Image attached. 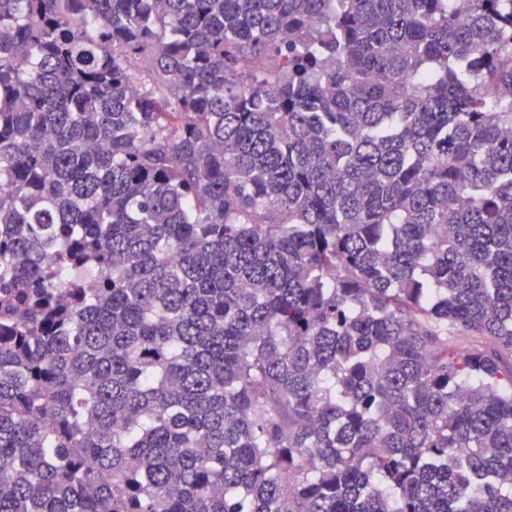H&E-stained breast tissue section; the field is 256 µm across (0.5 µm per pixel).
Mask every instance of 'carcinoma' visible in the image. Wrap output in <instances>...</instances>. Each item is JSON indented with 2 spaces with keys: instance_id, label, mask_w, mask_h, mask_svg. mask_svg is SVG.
I'll return each mask as SVG.
<instances>
[{
  "instance_id": "1",
  "label": "carcinoma",
  "mask_w": 512,
  "mask_h": 512,
  "mask_svg": "<svg viewBox=\"0 0 512 512\" xmlns=\"http://www.w3.org/2000/svg\"><path fill=\"white\" fill-rule=\"evenodd\" d=\"M0 181V512H512V0H0Z\"/></svg>"
}]
</instances>
